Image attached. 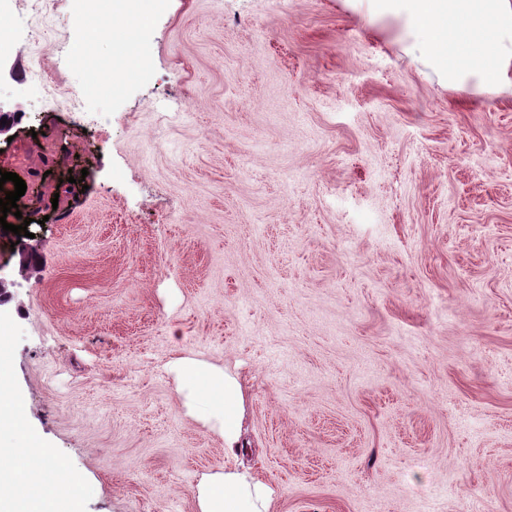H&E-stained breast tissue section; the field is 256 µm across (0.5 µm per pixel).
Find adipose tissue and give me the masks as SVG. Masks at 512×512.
<instances>
[{
	"instance_id": "1",
	"label": "adipose tissue",
	"mask_w": 512,
	"mask_h": 512,
	"mask_svg": "<svg viewBox=\"0 0 512 512\" xmlns=\"http://www.w3.org/2000/svg\"><path fill=\"white\" fill-rule=\"evenodd\" d=\"M376 15L405 16L420 34L415 45L443 73L449 89L474 95L512 98V0H368ZM183 396L182 408L219 433L224 447L241 448L244 389L238 374L190 356L170 363ZM209 383L222 396L220 405L203 403L198 388ZM36 479L39 493L31 512H72L79 481L44 449ZM200 512H270L272 493L252 471L227 468L206 476L198 486Z\"/></svg>"
}]
</instances>
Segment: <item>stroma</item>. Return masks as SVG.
Instances as JSON below:
<instances>
[{
  "mask_svg": "<svg viewBox=\"0 0 512 512\" xmlns=\"http://www.w3.org/2000/svg\"><path fill=\"white\" fill-rule=\"evenodd\" d=\"M106 27L0 0V448L77 512H197L244 466L274 512H512V99L453 91L359 0H141ZM112 55L74 96L70 47ZM238 371L240 451L186 417L176 356ZM25 452L41 460L36 479L40 492L30 502L33 512H73L79 481L43 448H25Z\"/></svg>",
  "mask_w": 512,
  "mask_h": 512,
  "instance_id": "stroma-1",
  "label": "stroma"
}]
</instances>
